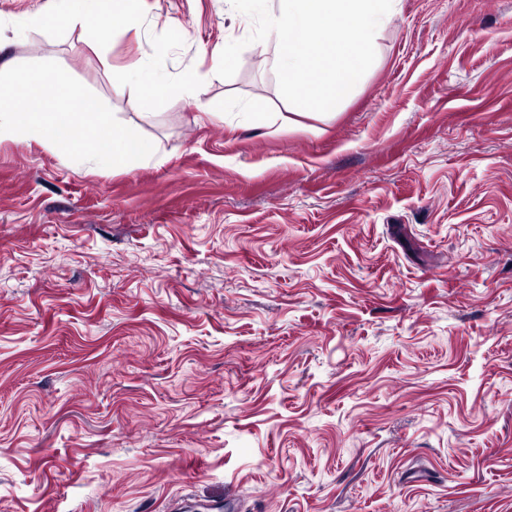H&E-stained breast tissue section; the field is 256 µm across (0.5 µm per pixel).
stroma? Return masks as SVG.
Returning a JSON list of instances; mask_svg holds the SVG:
<instances>
[{
	"label": "stroma",
	"instance_id": "obj_1",
	"mask_svg": "<svg viewBox=\"0 0 512 512\" xmlns=\"http://www.w3.org/2000/svg\"><path fill=\"white\" fill-rule=\"evenodd\" d=\"M163 164L0 135V512H512V0H401L296 115L229 0L23 20ZM150 57L194 94L117 80Z\"/></svg>",
	"mask_w": 512,
	"mask_h": 512
}]
</instances>
